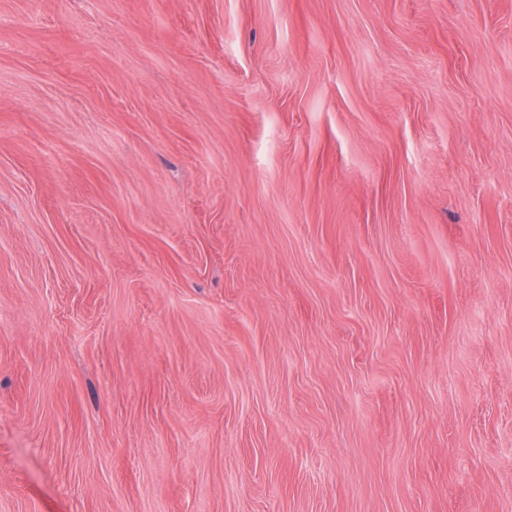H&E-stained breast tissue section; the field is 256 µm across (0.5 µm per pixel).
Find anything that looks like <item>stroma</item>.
Listing matches in <instances>:
<instances>
[{"label": "stroma", "instance_id": "obj_1", "mask_svg": "<svg viewBox=\"0 0 512 512\" xmlns=\"http://www.w3.org/2000/svg\"><path fill=\"white\" fill-rule=\"evenodd\" d=\"M0 512H512V0H0Z\"/></svg>", "mask_w": 512, "mask_h": 512}]
</instances>
